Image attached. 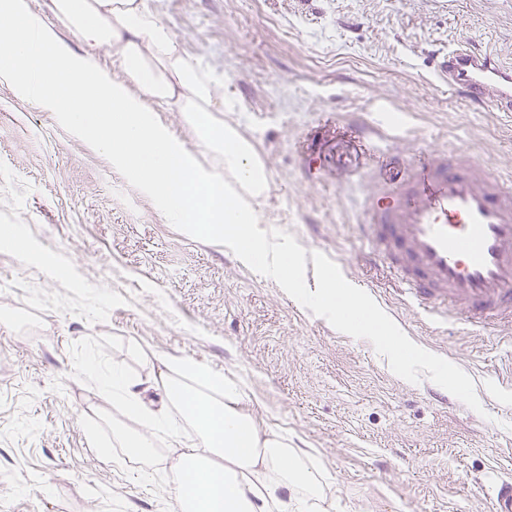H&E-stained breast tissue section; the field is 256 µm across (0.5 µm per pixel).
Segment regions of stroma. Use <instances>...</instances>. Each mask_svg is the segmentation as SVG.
Returning a JSON list of instances; mask_svg holds the SVG:
<instances>
[{"label":"stroma","instance_id":"obj_1","mask_svg":"<svg viewBox=\"0 0 512 512\" xmlns=\"http://www.w3.org/2000/svg\"><path fill=\"white\" fill-rule=\"evenodd\" d=\"M179 46L224 78L232 124L263 159L266 233L323 266L416 348L465 382L431 400L433 372L392 370L223 243L169 223L140 183L55 113L0 83V225H22L67 279L0 248V512H179V448L127 454L81 365L154 376V352L238 383L243 411L286 433L324 477L330 512H487L475 480L512 477V336L431 322L392 290L356 231L357 181L391 157L353 120L418 147L463 142L512 176V116L470 105L433 75L452 39L512 51V0H150ZM327 127L315 162L306 139ZM96 425L112 453L90 446Z\"/></svg>","mask_w":512,"mask_h":512}]
</instances>
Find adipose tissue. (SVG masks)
Returning a JSON list of instances; mask_svg holds the SVG:
<instances>
[{
    "label": "adipose tissue",
    "mask_w": 512,
    "mask_h": 512,
    "mask_svg": "<svg viewBox=\"0 0 512 512\" xmlns=\"http://www.w3.org/2000/svg\"><path fill=\"white\" fill-rule=\"evenodd\" d=\"M47 8L56 26L79 32L89 46L107 47L123 78L65 50L56 27L31 11L27 0H0V83L12 85L38 110L58 113L113 166L136 178L171 223L224 242L289 294L309 296L322 316L352 335L375 337L396 368L432 363L430 354L337 282L335 270L322 269L320 289L308 293L305 262L258 230V209L270 191L263 160L235 127L214 126V113L228 109L222 77L181 51L148 0H49ZM169 108L182 113L212 165L202 164L155 120V111ZM0 247L40 262L51 277L70 274L67 265L37 250L20 225L0 226ZM159 363L166 401L158 408L147 400L141 380L122 366L106 369L89 358L82 369L113 409L141 421L142 431L134 434L113 430L130 456L153 459L156 432L185 425L194 430L195 442L179 455L174 492L180 512H310L322 499V475L304 466L286 435L261 429L242 411L238 387L191 360L163 357Z\"/></svg>",
    "instance_id": "obj_1"
}]
</instances>
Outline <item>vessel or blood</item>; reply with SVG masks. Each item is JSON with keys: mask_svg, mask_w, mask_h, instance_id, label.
<instances>
[{"mask_svg": "<svg viewBox=\"0 0 512 512\" xmlns=\"http://www.w3.org/2000/svg\"><path fill=\"white\" fill-rule=\"evenodd\" d=\"M436 79L478 108L512 112V53L462 40L433 62ZM360 223L395 291L438 323L462 315L512 328V179L469 148H421L372 175ZM477 490L512 512V479Z\"/></svg>", "mask_w": 512, "mask_h": 512, "instance_id": "obj_1", "label": "vessel or blood"}]
</instances>
